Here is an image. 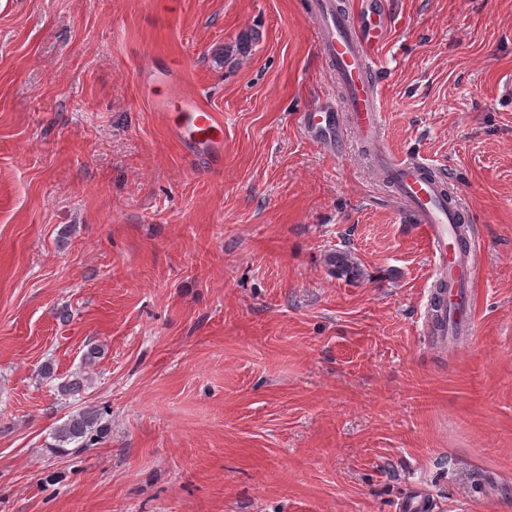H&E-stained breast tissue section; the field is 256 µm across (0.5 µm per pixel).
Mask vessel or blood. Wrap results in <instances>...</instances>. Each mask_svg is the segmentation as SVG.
<instances>
[{
	"label": "vessel or blood",
	"instance_id": "b4317fda",
	"mask_svg": "<svg viewBox=\"0 0 512 512\" xmlns=\"http://www.w3.org/2000/svg\"><path fill=\"white\" fill-rule=\"evenodd\" d=\"M317 21L316 39L321 56L341 89L339 102H326L303 112L301 127L316 142L339 150L344 132L372 148L375 167L389 180L402 200L411 223L420 225L438 259L437 278L448 285L442 296H431L428 307L437 322L433 336L448 333V309L456 307L461 326L471 330V300L477 272L472 248L460 247L455 226L461 221L460 200H448L442 185L429 174L424 162H409L384 148L385 131L380 106V84L375 76L374 50L385 29L387 13L381 0H370L369 15L342 13L336 0H311ZM150 85H161L153 94L157 111L169 113L172 136L190 151L224 160V119L197 99L186 95L174 71L153 74Z\"/></svg>",
	"mask_w": 512,
	"mask_h": 512
}]
</instances>
